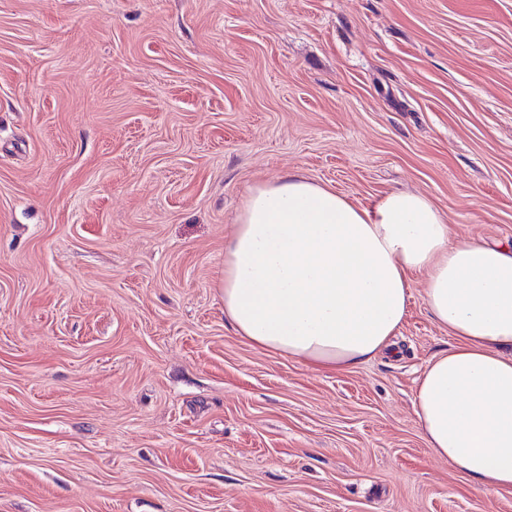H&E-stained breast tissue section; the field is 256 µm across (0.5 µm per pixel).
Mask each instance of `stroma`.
<instances>
[{"label": "stroma", "mask_w": 512, "mask_h": 512, "mask_svg": "<svg viewBox=\"0 0 512 512\" xmlns=\"http://www.w3.org/2000/svg\"><path fill=\"white\" fill-rule=\"evenodd\" d=\"M512 247V0H0V512H512L434 458L456 340L326 370L224 319L254 186Z\"/></svg>", "instance_id": "stroma-1"}]
</instances>
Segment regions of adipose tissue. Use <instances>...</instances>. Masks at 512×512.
I'll return each mask as SVG.
<instances>
[{
	"label": "adipose tissue",
	"mask_w": 512,
	"mask_h": 512,
	"mask_svg": "<svg viewBox=\"0 0 512 512\" xmlns=\"http://www.w3.org/2000/svg\"><path fill=\"white\" fill-rule=\"evenodd\" d=\"M457 340L417 379L431 454L474 490L512 494V249L451 242L439 210L397 191L359 208L291 171L254 187L224 250V315L256 347L352 368L399 331L413 275Z\"/></svg>",
	"instance_id": "obj_1"
}]
</instances>
